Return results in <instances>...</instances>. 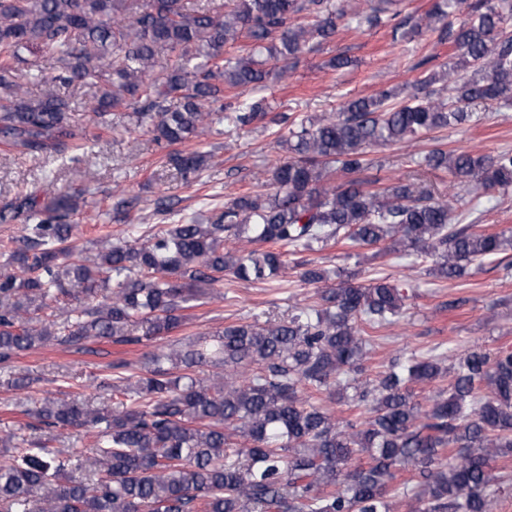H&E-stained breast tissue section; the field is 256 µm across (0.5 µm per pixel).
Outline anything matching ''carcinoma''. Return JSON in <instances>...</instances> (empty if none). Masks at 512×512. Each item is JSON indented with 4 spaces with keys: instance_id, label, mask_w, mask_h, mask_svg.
<instances>
[{
    "instance_id": "carcinoma-1",
    "label": "carcinoma",
    "mask_w": 512,
    "mask_h": 512,
    "mask_svg": "<svg viewBox=\"0 0 512 512\" xmlns=\"http://www.w3.org/2000/svg\"><path fill=\"white\" fill-rule=\"evenodd\" d=\"M464 0H436L414 22L437 33L455 61L429 73L425 93L347 101L319 119L270 115L264 86L278 66L331 41L342 27L407 22L402 0L353 10L336 0H225L189 11L182 0H0V142L25 154L80 149L112 126L120 107L169 149L185 179L212 155L183 144L224 120L237 127H283L287 157L269 170L274 191L235 197L206 224H172L143 242L118 241L94 256L71 257L69 219L80 193H61L41 210L30 196L0 209V223L34 221L0 274V364L48 343L109 339L135 345L183 327L189 302L228 276L276 278L283 252H317L390 242L394 252L434 260L438 278L512 242L455 223L457 205L492 190L512 192V151L495 156L436 148L416 166L448 176V198L410 180L376 186L366 172L373 145L411 142L455 128L477 104L512 103V0H480L454 24ZM242 40L252 51L224 57ZM88 90L95 119L73 124L71 96ZM300 280L333 272L306 260ZM408 291L385 279L320 292L319 303L286 320L238 322L153 354L138 375L107 386L113 406L45 398L26 411L43 439L0 463V512H390L397 472H417L408 512H495L501 483L494 463L512 456V349L494 356L429 354L365 376L371 332L393 324ZM432 385L424 406L414 386ZM490 393H483V387ZM311 387L336 401L341 390L357 419L303 397ZM92 431L95 479L73 476L84 451L52 450L56 432ZM357 453L364 461L353 467Z\"/></svg>"
}]
</instances>
